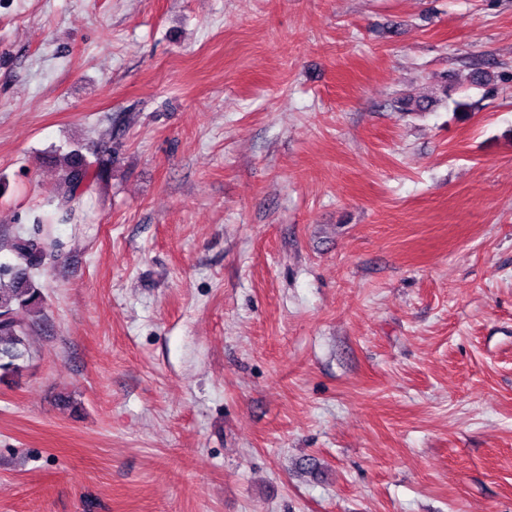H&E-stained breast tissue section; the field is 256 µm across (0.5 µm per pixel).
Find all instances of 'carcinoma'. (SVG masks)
Here are the masks:
<instances>
[{"instance_id":"obj_1","label":"carcinoma","mask_w":512,"mask_h":512,"mask_svg":"<svg viewBox=\"0 0 512 512\" xmlns=\"http://www.w3.org/2000/svg\"><path fill=\"white\" fill-rule=\"evenodd\" d=\"M65 166L53 212L37 219L33 232L14 237L11 248L17 263L0 269V372H19L28 356L27 336L42 312L41 292L32 277L58 250L54 224H80L85 220L82 199L105 180L112 169V147L97 155L96 164L79 153L64 158Z\"/></svg>"}]
</instances>
